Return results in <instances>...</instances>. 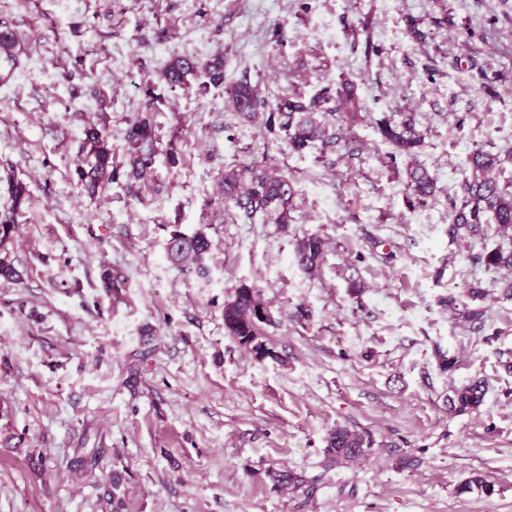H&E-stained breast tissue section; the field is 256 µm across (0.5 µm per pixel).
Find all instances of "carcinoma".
Segmentation results:
<instances>
[{"label": "carcinoma", "instance_id": "1", "mask_svg": "<svg viewBox=\"0 0 512 512\" xmlns=\"http://www.w3.org/2000/svg\"><path fill=\"white\" fill-rule=\"evenodd\" d=\"M201 75L206 76L209 84L224 83V58L216 57L202 63L194 57L176 56L162 71L164 81L174 88H188ZM231 104L243 120L252 122L263 118L265 125L282 133L283 140L291 150L302 152L316 142L326 150L338 148L343 142L339 126L350 123L356 117L358 101L355 86L345 81L333 95L324 92L306 101L288 98L265 112V103L258 90L245 82L239 84L231 97ZM317 113L332 116L334 121H320L315 117ZM377 127L382 139L400 154L413 157L423 144V135L410 114L400 112L384 116ZM125 139L130 154L128 177L138 179L151 164L154 130L150 117L139 116L126 130ZM498 165V156L491 152L476 149L470 154L468 166L471 174L461 185L460 202L452 203V220L448 227L450 236L476 237L483 232V225L489 217L502 232L512 233V190L507 185H500L494 177L493 172ZM76 174L81 184L91 191L102 183L113 182L118 176L112 166V148L108 146L103 132L95 126L86 130L82 160ZM406 186L412 202L421 205L435 195L437 180L425 167L415 164L407 169ZM10 195L13 207L0 212V278L7 281L16 276L7 245L16 229L17 214L26 201V186L17 181L11 182ZM293 196V185L288 178L269 176L255 164L224 173V203L234 205L249 218L261 212L267 219L281 224L285 206L291 203ZM324 249V241L320 237H304L295 246L294 260L301 269L311 272L317 268ZM211 250L212 241L201 229L191 235L175 230L166 243L168 258L180 268L191 270L199 276H205L210 271L206 260ZM477 260L488 267L512 270V251L494 250L478 256ZM101 283L105 292L116 294L124 284V277L105 267L101 273ZM274 323L276 320L270 308L255 287L241 286L235 289L232 299L224 303L225 332L258 361L280 359L262 331V326ZM155 339L152 330H142L139 348L130 355V374L126 380L128 387L136 388L140 364L152 355ZM484 393L485 383L481 379L457 390L459 410L478 406ZM373 445L368 434L338 427L328 434L323 467L328 470L335 465L366 458L373 454ZM272 480L275 485L295 492L302 490L307 493L314 489L304 476L288 470L273 473ZM121 486V472L115 470L112 473V492L108 493L112 499V512H120L124 506L119 496Z\"/></svg>", "mask_w": 512, "mask_h": 512}]
</instances>
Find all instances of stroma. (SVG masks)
Returning a JSON list of instances; mask_svg holds the SVG:
<instances>
[{
    "mask_svg": "<svg viewBox=\"0 0 512 512\" xmlns=\"http://www.w3.org/2000/svg\"><path fill=\"white\" fill-rule=\"evenodd\" d=\"M1 24L15 47L0 53V211L10 181L28 200L8 246L21 278L0 280V512H106L116 470L124 512H512L508 273L472 260L512 237L493 223L448 234L471 151L497 154L512 183V0H0ZM177 55L223 56V84L170 87ZM346 80L360 102L350 150L294 152L225 106L241 82L274 101ZM395 112L425 137L438 191L424 206L377 132ZM141 113L155 156L133 182L125 132ZM92 123L120 173L93 195L75 173ZM253 163L292 181L285 223L224 205L225 171ZM175 229L211 238L209 280L168 260ZM309 235L325 241L310 274L294 261ZM242 285L272 310L278 360L224 330ZM451 297L482 320L458 318ZM146 327L156 350L133 390ZM476 378L481 404L458 411ZM339 426L374 452L326 471ZM273 470L317 490L281 489ZM477 475L493 492L464 490ZM156 336L151 329H143L141 334V343L139 348L131 353L130 358L131 366L130 374L126 380V384L129 388L135 389L138 384L140 364L148 360L154 351V341Z\"/></svg>",
    "mask_w": 512,
    "mask_h": 512,
    "instance_id": "35a3bbf8",
    "label": "stroma"
}]
</instances>
